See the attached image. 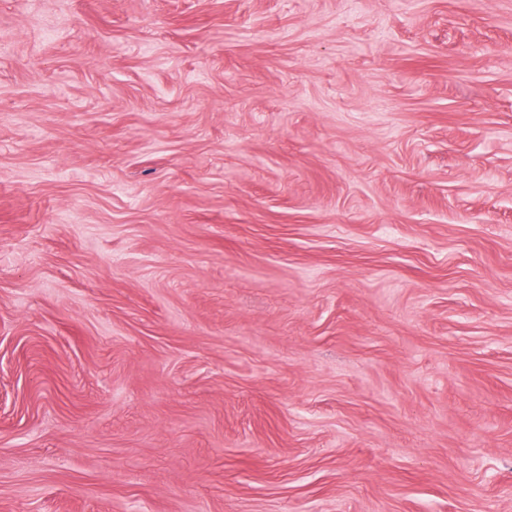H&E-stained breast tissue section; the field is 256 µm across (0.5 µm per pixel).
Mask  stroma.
Listing matches in <instances>:
<instances>
[{"label":"stroma","mask_w":512,"mask_h":512,"mask_svg":"<svg viewBox=\"0 0 512 512\" xmlns=\"http://www.w3.org/2000/svg\"><path fill=\"white\" fill-rule=\"evenodd\" d=\"M0 512H512V0H0Z\"/></svg>","instance_id":"stroma-1"}]
</instances>
